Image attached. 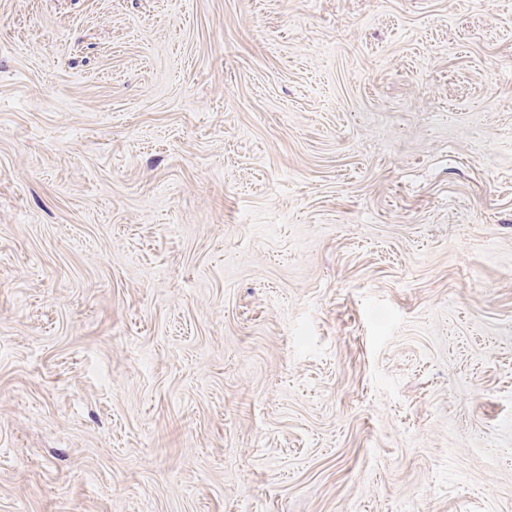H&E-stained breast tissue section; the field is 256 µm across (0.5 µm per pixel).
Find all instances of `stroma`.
I'll return each mask as SVG.
<instances>
[{"label": "stroma", "mask_w": 512, "mask_h": 512, "mask_svg": "<svg viewBox=\"0 0 512 512\" xmlns=\"http://www.w3.org/2000/svg\"><path fill=\"white\" fill-rule=\"evenodd\" d=\"M0 512H512V0H0Z\"/></svg>", "instance_id": "stroma-1"}]
</instances>
